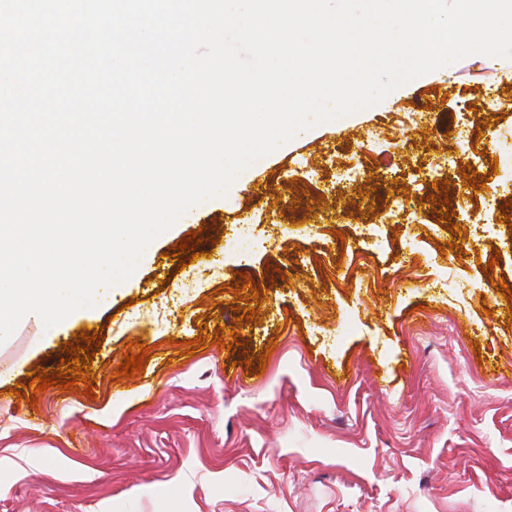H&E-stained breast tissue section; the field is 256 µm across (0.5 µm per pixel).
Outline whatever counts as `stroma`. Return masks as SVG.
<instances>
[{"instance_id":"obj_1","label":"stroma","mask_w":512,"mask_h":512,"mask_svg":"<svg viewBox=\"0 0 512 512\" xmlns=\"http://www.w3.org/2000/svg\"><path fill=\"white\" fill-rule=\"evenodd\" d=\"M491 88L512 101V59L473 54L317 124L189 209L111 298L26 316L0 344V512H512V182L475 189L456 163L463 135L500 158L512 108L463 118ZM357 158L359 189L336 179ZM414 191L416 215L391 214ZM245 219L241 259L224 242ZM96 330L92 395L30 389ZM133 341L145 369L116 378Z\"/></svg>"}]
</instances>
